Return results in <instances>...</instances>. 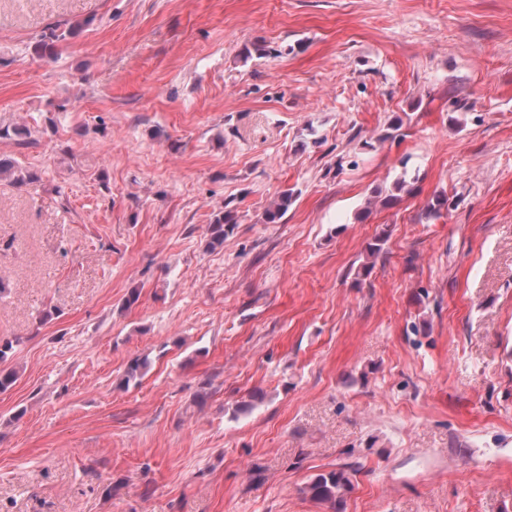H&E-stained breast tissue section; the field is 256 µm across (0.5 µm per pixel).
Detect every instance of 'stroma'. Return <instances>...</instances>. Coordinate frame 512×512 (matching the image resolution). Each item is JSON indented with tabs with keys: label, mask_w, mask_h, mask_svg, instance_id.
<instances>
[{
	"label": "stroma",
	"mask_w": 512,
	"mask_h": 512,
	"mask_svg": "<svg viewBox=\"0 0 512 512\" xmlns=\"http://www.w3.org/2000/svg\"><path fill=\"white\" fill-rule=\"evenodd\" d=\"M16 124L0 512H512V0H0ZM82 23L69 24L64 30L59 32V28H52L48 33H45L33 45V51L36 55L42 58L52 59L56 55V43L63 40L66 36L73 37L78 34L82 29ZM59 32V33H58ZM238 222V215L229 205L224 206V211L215 216V219L208 225L210 247L222 245L224 237L233 231L235 224ZM19 341L17 339H0V393L10 390L18 380V373L13 368H2V364L11 360ZM353 465H342L329 471L309 476L302 492L317 503L326 504L332 512H343L346 497L354 488Z\"/></svg>",
	"instance_id": "stroma-1"
}]
</instances>
